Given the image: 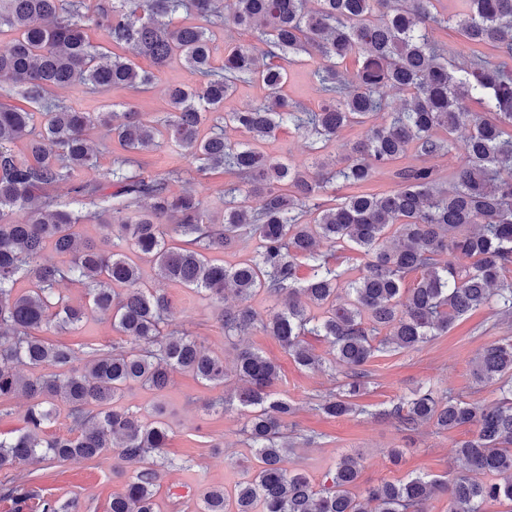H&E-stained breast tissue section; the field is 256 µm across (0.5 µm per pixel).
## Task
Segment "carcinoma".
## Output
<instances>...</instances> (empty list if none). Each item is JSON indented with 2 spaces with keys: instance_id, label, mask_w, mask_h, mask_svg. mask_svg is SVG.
Returning a JSON list of instances; mask_svg holds the SVG:
<instances>
[{
  "instance_id": "cac0c4a2",
  "label": "carcinoma",
  "mask_w": 512,
  "mask_h": 512,
  "mask_svg": "<svg viewBox=\"0 0 512 512\" xmlns=\"http://www.w3.org/2000/svg\"><path fill=\"white\" fill-rule=\"evenodd\" d=\"M448 17L441 0H0V80L36 103L41 113L0 103V402L27 399L23 426L0 435V498L17 502L37 495L16 471L31 461L93 460L112 451V475L122 479L109 512H155L162 456L168 437L164 411L148 420L123 404L134 386L162 392L177 371L206 386H224V361L174 326L171 300L141 280L149 262L165 281L204 293L217 307L227 338L259 326L305 369L323 366L305 345L319 336L334 349L331 369L345 375L341 391L318 410L329 417L359 411L355 400L367 385L365 365L375 353L411 350L450 329L462 317L496 304L495 316L512 319V0H461ZM192 11L198 22L177 20ZM257 33L261 47H224V65L213 66L208 24L214 17ZM102 29L115 48L151 59L162 71L174 58L201 75L199 86L167 90L168 111L148 119L126 106L112 136L131 154L170 142L199 170L230 169L242 186L224 190L217 223L207 202L192 190L170 189L166 177L146 178L128 157L115 162L106 192L101 183L73 188L96 210L88 215L54 194L75 170L94 164L87 131L106 124L105 112H81L51 91L73 83L95 94L123 86L145 92L155 72L128 56L106 52L84 34ZM454 27L470 50L429 39L430 24ZM358 57L347 79L340 65ZM318 59L313 78L323 99L316 111L299 108L282 94L286 65ZM258 82L264 101L229 112L224 101L239 83ZM404 95L393 106L384 88ZM480 112H473L470 103ZM224 125L249 135L232 142L219 130L207 138L200 126L214 113ZM384 114L382 123L377 116ZM365 127L334 171L314 160L300 167L270 156L262 143L283 127L310 141L335 139L347 127ZM464 129L458 140L454 134ZM22 141L25 153L13 145ZM436 158L456 155L454 171L432 166L393 171L397 189L370 193L361 187L409 152ZM337 181L356 192L322 199ZM26 213L22 222L15 211ZM100 224L99 239L82 237L80 223ZM254 240L252 254L226 266L214 254ZM351 245L365 261L345 279L318 248ZM51 247L65 257L41 262ZM473 259L469 265L458 256ZM308 267L299 276L301 265ZM418 275L413 287L406 280ZM26 281L28 287L17 284ZM64 283L83 288L84 305L60 292ZM231 290L239 304L224 307ZM263 292L274 308L261 316L249 304ZM111 319L134 345L88 352L77 366L75 351L41 337L76 331L87 309ZM235 396L246 416L257 470L238 483L234 512H428V502L448 497V512H486L492 502L512 506V340L486 347L476 358L478 383H496L491 406L420 388L384 411L405 431L431 423L440 431L473 428L456 445L465 465L452 477L415 475L354 492L360 471L342 457L317 490L301 469L288 468L293 443L283 433L296 407L274 390L278 367L252 349L239 352ZM67 407L65 436H46L57 405ZM144 467L128 475L123 462ZM75 501L41 499V512H72ZM198 512H227L224 490L203 493Z\"/></svg>"
}]
</instances>
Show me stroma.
Returning <instances> with one entry per match:
<instances>
[{
  "mask_svg": "<svg viewBox=\"0 0 512 512\" xmlns=\"http://www.w3.org/2000/svg\"><path fill=\"white\" fill-rule=\"evenodd\" d=\"M313 59L290 67L285 93L315 110L322 96L310 73ZM200 79L181 59H173L162 70L147 92L136 94L118 87L105 95H93L84 87L71 85L55 90V98L83 112H123L125 104H133L147 117L162 116L167 107V90L173 85L197 86ZM88 138L96 147L95 168L76 172L75 182L105 181L112 161L122 150L108 129L94 126ZM143 172L148 177H161L173 169L181 170L179 180L170 187L179 193L193 189L208 197L214 216H221L224 206L217 197L219 190L234 183L235 178L223 170L197 171L195 163L180 155L174 145L161 144L143 154ZM145 282L154 288H165L173 301V318L195 336L201 345L224 358L226 370H233L238 345H247L274 361L279 367L276 392L288 398L296 413L288 422L290 436H315L311 445H297L288 456V465L307 472L313 485H321L325 474L345 455L355 456L360 463V488L382 482H399L408 474L442 475L455 473L459 464L454 458L456 442L470 437L469 427L451 432L437 430L429 424L404 432L384 417L383 412L409 397L420 387L430 386L438 392H451L468 401L492 404L499 396L495 386L476 385L473 361L486 346L512 337V324L498 320L492 309L485 308L455 323L447 333L412 350L376 354L366 365L367 391L360 398V413L341 418L323 415L318 404L337 392L344 382L339 371H312L295 364L278 341L262 329H254L244 340L225 338L215 318L210 299L174 284H162L152 264L142 267ZM51 341L70 346L83 353L85 345L108 350L125 346L126 339L113 329L110 321L97 313H88L81 329L54 333ZM218 390L202 385L188 373L174 374L161 393L135 387L124 398L126 405L141 413L160 406L170 427L165 453L172 468L163 471L157 485V512H197L199 497L206 489L233 488L250 476L256 460L243 431L245 418L234 409L206 413L204 405L219 395ZM405 449L400 465L389 458L392 449ZM34 486L43 494L61 500L78 498L76 512H108L113 493L121 483L112 475V458L72 460L63 463L44 461L22 468Z\"/></svg>",
  "mask_w": 512,
  "mask_h": 512,
  "instance_id": "35a3bbf8",
  "label": "stroma"
}]
</instances>
